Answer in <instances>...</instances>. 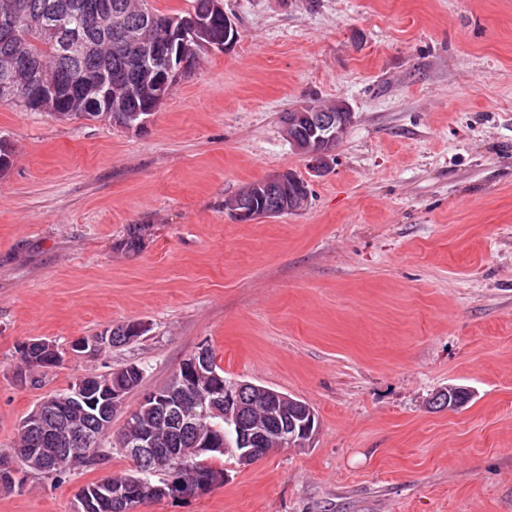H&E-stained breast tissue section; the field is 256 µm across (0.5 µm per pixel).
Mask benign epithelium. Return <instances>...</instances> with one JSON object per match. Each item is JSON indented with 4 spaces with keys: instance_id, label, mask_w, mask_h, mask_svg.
Listing matches in <instances>:
<instances>
[{
    "instance_id": "obj_1",
    "label": "benign epithelium",
    "mask_w": 512,
    "mask_h": 512,
    "mask_svg": "<svg viewBox=\"0 0 512 512\" xmlns=\"http://www.w3.org/2000/svg\"><path fill=\"white\" fill-rule=\"evenodd\" d=\"M52 32L59 41L61 54L96 61L91 69L74 73L72 81L84 88L81 96L61 98L62 89L56 79L37 64L15 54L0 58V74L3 83L0 91L22 107L38 104L40 110L55 112L60 102H65L68 112L93 111L100 119L112 117L129 131H139L147 125L156 107L145 106L139 113H131V104L137 99L164 100L195 66V56L187 51L186 42L192 41L201 48L221 47L233 43L237 37L229 19H224V35L216 38L210 23L196 15L176 17L160 22L146 12L135 23L126 14L116 10L111 15L112 34L120 48L132 47L137 51V64L127 73L111 70L110 64L101 54V41L96 37H83L74 33L61 15ZM354 121V113L342 108L336 113L333 125L336 132L326 136L322 133L302 146L295 147L310 160L311 166L321 171L333 156L335 140L345 135ZM145 325L130 322L124 325L122 336L102 331L95 336L77 337L69 343L72 355H93L120 340L128 343L140 337ZM141 370L128 365L109 374L84 375L72 386V399L88 419L86 427L78 431L73 447L59 448L50 459L48 470L55 473L66 467L69 458L82 453L93 456L98 452L100 439L111 432L112 421L109 409L122 407L133 378ZM177 385L169 390L155 388L146 391L141 403L157 408L175 426L191 437L190 447L169 449L157 448V441L149 429L140 431L136 437L118 441L127 456L135 459L145 469L162 470L168 474L164 486L147 483L140 479L115 481L112 483V501L123 512H136L135 501L141 497H179L183 494L181 472L185 463H202L211 452H233L242 465L261 454L269 433L277 436L283 448L306 445L314 429V412L311 408L276 390L258 387L245 381L220 379L211 371L206 360V349L201 348L186 358L175 372ZM259 394L265 401L264 422L248 419L252 395ZM192 398L209 406L210 415L224 419V428L232 435L228 441L225 434L216 429L204 431L196 422V414L184 410L185 399ZM290 403L292 412H287L285 403ZM57 400L43 399L24 425L30 432L42 431L46 416L56 409ZM18 465L8 455L0 457V486L15 487Z\"/></svg>"
}]
</instances>
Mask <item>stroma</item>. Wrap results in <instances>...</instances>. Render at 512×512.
I'll list each match as a JSON object with an SVG mask.
<instances>
[{"mask_svg": "<svg viewBox=\"0 0 512 512\" xmlns=\"http://www.w3.org/2000/svg\"><path fill=\"white\" fill-rule=\"evenodd\" d=\"M236 41L202 54L144 132L0 102V452L76 378L144 368L112 418L199 347L226 378L307 402L304 448L136 512H512V0H224ZM354 114L328 169L282 134L309 98ZM293 171L301 211L224 201ZM139 251L124 249L130 228ZM135 342L19 381V343ZM462 408L428 405L448 385ZM120 449L64 482L24 470L0 512H73ZM121 328V326H117L108 332L104 330L95 336L77 337L69 343L68 351L71 355L76 356L97 354L104 348L112 347V342H115V340L124 343L135 341L146 329L145 325L140 322H130L124 325L121 332L124 336H121L119 334Z\"/></svg>", "mask_w": 512, "mask_h": 512, "instance_id": "1", "label": "stroma"}]
</instances>
